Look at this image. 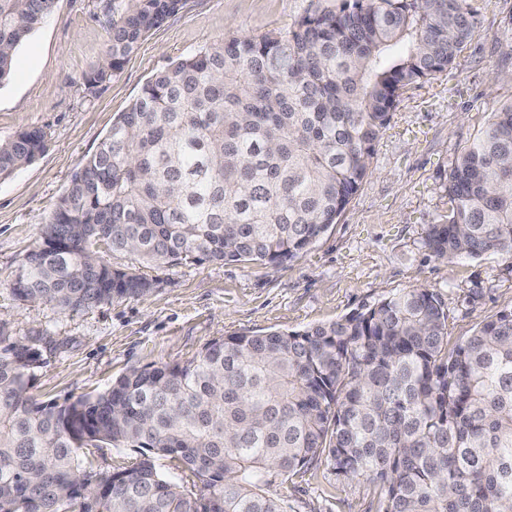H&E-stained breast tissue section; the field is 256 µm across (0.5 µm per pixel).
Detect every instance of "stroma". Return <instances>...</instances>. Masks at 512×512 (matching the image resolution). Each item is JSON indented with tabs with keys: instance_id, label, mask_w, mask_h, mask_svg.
<instances>
[{
	"instance_id": "stroma-1",
	"label": "stroma",
	"mask_w": 512,
	"mask_h": 512,
	"mask_svg": "<svg viewBox=\"0 0 512 512\" xmlns=\"http://www.w3.org/2000/svg\"><path fill=\"white\" fill-rule=\"evenodd\" d=\"M467 2L473 40L446 71L402 95L375 143L368 176L309 250L278 269L147 265L151 293L64 311L18 300L15 271L114 116L171 60L223 38L287 32L307 14L335 10L339 0H183L123 71L91 94L84 78L107 47L112 0H56L0 86V141L23 127L48 135L44 154L0 179V321L10 335L36 342L32 396L72 401L104 390L130 368L189 361L228 334L302 330L414 288L440 295L452 344L512 310V260L440 259L425 244L428 225L448 214L445 186L457 157L512 102V0ZM277 493L288 512H380L382 500L379 483L337 476L323 462L290 476Z\"/></svg>"
}]
</instances>
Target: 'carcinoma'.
<instances>
[{
    "mask_svg": "<svg viewBox=\"0 0 512 512\" xmlns=\"http://www.w3.org/2000/svg\"><path fill=\"white\" fill-rule=\"evenodd\" d=\"M112 9L92 92L183 0ZM55 0H0V85ZM476 34L466 0H340L285 34L218 40L149 78L84 160L18 266L13 294L63 310L140 297L106 259L279 268L337 223L402 92ZM47 148L0 142V178ZM437 257L512 259V102L448 177ZM38 354L0 326V512H288L274 494L318 461L382 485V512H512V310L448 349L441 297L416 288L299 331L230 334L186 363L133 368L74 401L31 395ZM134 465L80 473L83 450ZM202 485L193 497L156 461ZM82 456L84 466L90 467L96 473L109 474L118 469L131 466L138 454L131 448H113L104 446L102 448H90L84 450Z\"/></svg>",
    "mask_w": 512,
    "mask_h": 512,
    "instance_id": "obj_1",
    "label": "carcinoma"
}]
</instances>
